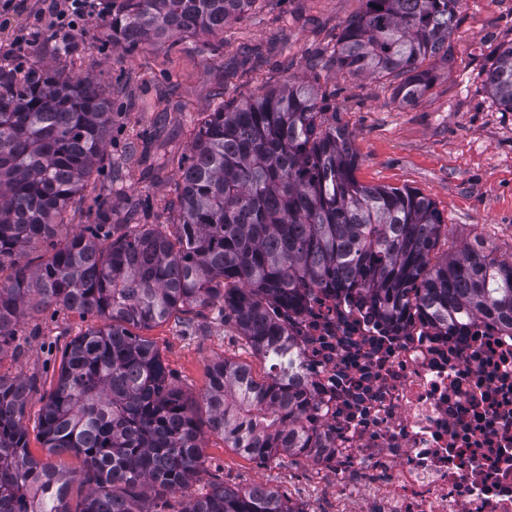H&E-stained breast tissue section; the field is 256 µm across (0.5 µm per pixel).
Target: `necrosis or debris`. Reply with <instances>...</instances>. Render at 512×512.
I'll return each mask as SVG.
<instances>
[{
	"label": "necrosis or debris",
	"mask_w": 512,
	"mask_h": 512,
	"mask_svg": "<svg viewBox=\"0 0 512 512\" xmlns=\"http://www.w3.org/2000/svg\"><path fill=\"white\" fill-rule=\"evenodd\" d=\"M317 462L372 512H512V330L484 319L447 336L395 329L315 293L290 313Z\"/></svg>",
	"instance_id": "obj_1"
}]
</instances>
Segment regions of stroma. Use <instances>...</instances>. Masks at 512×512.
<instances>
[{
	"mask_svg": "<svg viewBox=\"0 0 512 512\" xmlns=\"http://www.w3.org/2000/svg\"><path fill=\"white\" fill-rule=\"evenodd\" d=\"M363 0H256L253 7L213 34L176 35L130 49L111 41L104 24L111 8L98 11L76 31L68 55L51 28L50 0H14L0 14V48L27 36L23 66L61 68L96 80L112 104V133L104 158L68 204L52 238L24 248L20 262L38 264L80 228L93 224L97 204L112 201L113 236L121 225L167 226L181 167L201 121L220 104L262 97L295 78L325 96L327 122L347 128L359 155L360 183L408 187L430 199L448 226L439 252L481 241L499 254L512 253V112L500 111L485 84L486 72L512 44V0H464L448 59L430 60L436 79L417 101L393 100L389 81L336 72V40ZM103 318L52 306L32 312L0 354V377L32 381L23 424L37 460L80 472L81 457L51 454L38 433V414L53 389L67 346ZM185 396L200 400L209 366L230 359L266 372L220 305L196 307L142 329ZM203 471L180 492L167 495L165 512L222 483L248 489L262 484L307 512H336V484L311 477V464L280 456L260 462L229 448L222 436L204 434Z\"/></svg>",
	"mask_w": 512,
	"mask_h": 512,
	"instance_id": "obj_1",
	"label": "stroma"
}]
</instances>
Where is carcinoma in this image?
Returning <instances> with one entry per match:
<instances>
[{
	"label": "carcinoma",
	"instance_id": "carcinoma-1",
	"mask_svg": "<svg viewBox=\"0 0 512 512\" xmlns=\"http://www.w3.org/2000/svg\"><path fill=\"white\" fill-rule=\"evenodd\" d=\"M253 2L112 0L107 36L135 47L214 32ZM462 2L365 0L339 35L336 70L397 78L396 97L416 101L434 78L424 63L448 57ZM486 84L512 112V44ZM328 110L291 78L261 98L221 106L194 136L170 231L116 239L79 231L33 268L14 258L50 235L102 159L112 112L89 77L0 65V271L13 262L0 278V354L34 307L106 320L70 343L39 416L44 447L82 457L80 475L30 454L23 418L31 385L0 377V512H71L67 492L77 478L88 486L79 512H154L148 491L174 494L199 477L198 406L132 332L186 308L221 304L253 354L269 362L261 380L247 364L214 362L202 396L211 431L261 461L329 448L301 427L304 391L284 382L297 378L295 343L276 310L297 312L313 292L327 291L396 326L423 317L454 334L490 317L512 329V255L477 241L434 259L447 234L435 205L410 188L359 182L352 134L325 124ZM180 512L299 510L262 484H217Z\"/></svg>",
	"mask_w": 512,
	"mask_h": 512
}]
</instances>
